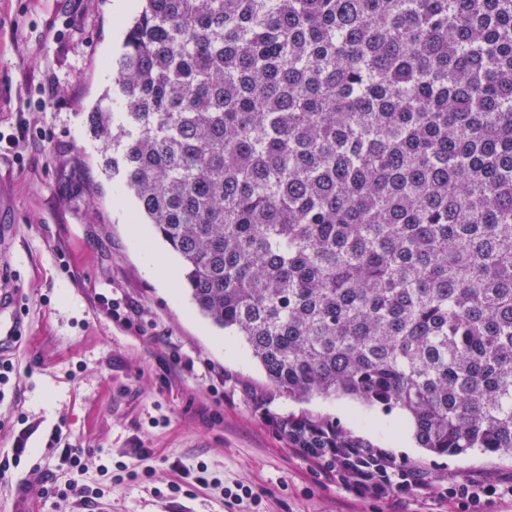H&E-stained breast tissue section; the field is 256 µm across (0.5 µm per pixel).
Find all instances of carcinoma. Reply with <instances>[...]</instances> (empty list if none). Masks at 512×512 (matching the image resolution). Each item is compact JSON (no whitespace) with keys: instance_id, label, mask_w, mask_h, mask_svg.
Segmentation results:
<instances>
[{"instance_id":"obj_1","label":"carcinoma","mask_w":512,"mask_h":512,"mask_svg":"<svg viewBox=\"0 0 512 512\" xmlns=\"http://www.w3.org/2000/svg\"><path fill=\"white\" fill-rule=\"evenodd\" d=\"M141 2L87 123L198 312L280 396L511 454L512 0ZM274 425L362 491L432 488L338 420Z\"/></svg>"}]
</instances>
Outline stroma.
<instances>
[{
  "label": "stroma",
  "mask_w": 512,
  "mask_h": 512,
  "mask_svg": "<svg viewBox=\"0 0 512 512\" xmlns=\"http://www.w3.org/2000/svg\"><path fill=\"white\" fill-rule=\"evenodd\" d=\"M127 15L114 0H0V294L23 334L0 382V512H84L76 495L46 497L71 479L102 488L94 512H455L439 490L379 496L340 481L289 448L276 416L336 418L379 448L410 429L401 410L343 395H272L244 339L212 326L180 280L162 286L144 254L173 252L153 233L133 241L137 215L99 165L86 115L112 86ZM51 110L34 101L49 85ZM82 449L84 473L62 457ZM441 483H512V454L436 457L415 448ZM207 467L190 484L182 467ZM248 496H239V489Z\"/></svg>",
  "instance_id": "obj_1"
}]
</instances>
